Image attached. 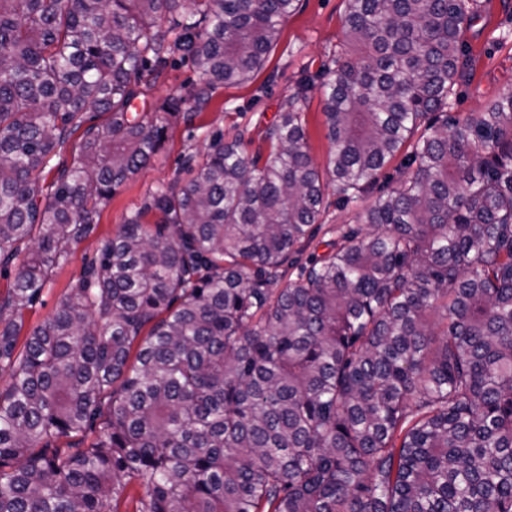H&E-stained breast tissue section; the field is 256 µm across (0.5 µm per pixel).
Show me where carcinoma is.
<instances>
[{
	"label": "carcinoma",
	"mask_w": 512,
	"mask_h": 512,
	"mask_svg": "<svg viewBox=\"0 0 512 512\" xmlns=\"http://www.w3.org/2000/svg\"><path fill=\"white\" fill-rule=\"evenodd\" d=\"M345 2L324 167L305 79L255 155L215 134L187 158L18 352L68 245L299 0H0V512H118L133 486L136 512H512V85L448 112L479 0ZM177 55L201 80L133 111ZM328 187L364 221L305 258ZM84 117L86 118V122L78 129L73 135L70 137L68 142L64 145V147L59 151V154L53 159L51 163L52 170L46 174L45 176V186L50 184L54 178L56 177V164L68 165L71 161V154L73 146L78 143L84 129L93 123H100L104 121L107 115H101L97 112H85ZM91 118V120H89Z\"/></svg>",
	"instance_id": "1"
}]
</instances>
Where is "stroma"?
<instances>
[{
  "mask_svg": "<svg viewBox=\"0 0 512 512\" xmlns=\"http://www.w3.org/2000/svg\"><path fill=\"white\" fill-rule=\"evenodd\" d=\"M345 0H300L288 17L264 69L243 85L218 89L193 125L171 122L163 146L151 162L129 176L103 206L92 231L68 246L67 260L55 268L39 300L26 309L25 329L43 324L59 310L84 268L98 255L103 242L138 209L150 192L177 179H186L185 156H201L214 132L230 138L243 134L249 152H256L264 130L277 119L282 100L302 80H314L306 108L310 153L324 162L326 139L322 94L316 82L345 32ZM469 74L449 99V110L463 115L481 111L512 83V0H481L478 18L466 38Z\"/></svg>",
  "mask_w": 512,
  "mask_h": 512,
  "instance_id": "35a3bbf8",
  "label": "stroma"
}]
</instances>
